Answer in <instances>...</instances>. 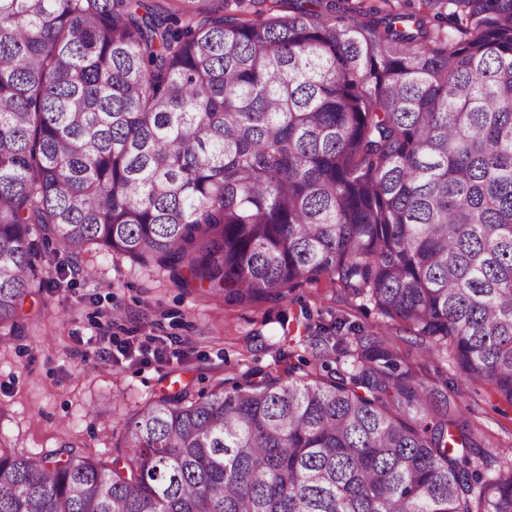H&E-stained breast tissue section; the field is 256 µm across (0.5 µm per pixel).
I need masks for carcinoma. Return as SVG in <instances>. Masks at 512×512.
<instances>
[{"mask_svg":"<svg viewBox=\"0 0 512 512\" xmlns=\"http://www.w3.org/2000/svg\"><path fill=\"white\" fill-rule=\"evenodd\" d=\"M0 0V325L34 232L241 306L326 276L512 404V0ZM184 388L109 465L0 448V512H512V463L378 333Z\"/></svg>","mask_w":512,"mask_h":512,"instance_id":"obj_1","label":"carcinoma"}]
</instances>
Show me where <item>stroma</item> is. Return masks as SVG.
Listing matches in <instances>:
<instances>
[{
  "label": "stroma",
  "mask_w": 512,
  "mask_h": 512,
  "mask_svg": "<svg viewBox=\"0 0 512 512\" xmlns=\"http://www.w3.org/2000/svg\"><path fill=\"white\" fill-rule=\"evenodd\" d=\"M38 278L13 323L0 327V448L33 457L72 446L111 462L123 422L162 394L210 392L224 379L319 375L314 336L350 337L351 325L399 337L374 305L329 278L287 299L251 306L186 292L155 264L92 248L39 243ZM424 378L448 382L497 461L512 457V405L482 383L458 384L452 364L421 359Z\"/></svg>",
  "instance_id": "1"
}]
</instances>
